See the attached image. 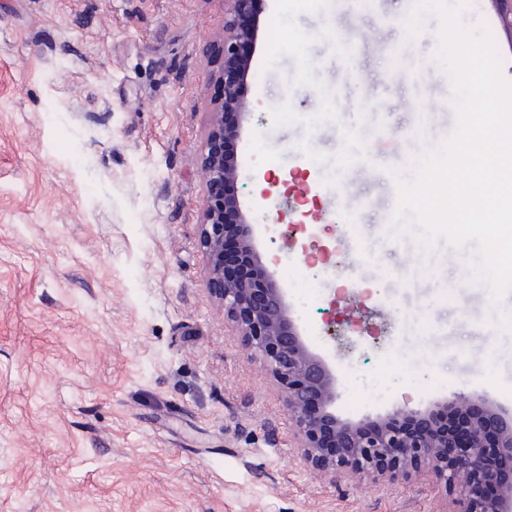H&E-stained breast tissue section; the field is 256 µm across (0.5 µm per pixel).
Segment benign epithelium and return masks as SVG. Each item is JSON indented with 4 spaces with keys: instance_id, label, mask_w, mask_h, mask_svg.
<instances>
[{
    "instance_id": "obj_1",
    "label": "benign epithelium",
    "mask_w": 512,
    "mask_h": 512,
    "mask_svg": "<svg viewBox=\"0 0 512 512\" xmlns=\"http://www.w3.org/2000/svg\"><path fill=\"white\" fill-rule=\"evenodd\" d=\"M254 0H224V63L211 72L222 95L211 102V126L200 158L205 186L201 207L200 246L205 257L206 285L224 317L231 322L243 349L261 356L285 392L303 461L313 470L351 476L372 483L392 482L425 466L454 492L456 512H512V483L488 499L484 485L498 479L487 466L485 449L497 448L499 464L512 470V417L488 394L478 396V414L454 437H440L429 425L428 409H400L424 427L415 437L388 426L390 418L375 421L376 433L336 416L338 398L335 368L305 341L291 314L284 289L271 272L260 282L237 273L240 258H257L255 230L236 196L216 198V189L239 177L237 154L221 148L227 134L239 137L245 105L238 84L247 78L257 40Z\"/></svg>"
}]
</instances>
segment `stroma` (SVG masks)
Masks as SVG:
<instances>
[{
  "instance_id": "1",
  "label": "stroma",
  "mask_w": 512,
  "mask_h": 512,
  "mask_svg": "<svg viewBox=\"0 0 512 512\" xmlns=\"http://www.w3.org/2000/svg\"><path fill=\"white\" fill-rule=\"evenodd\" d=\"M411 0H259L235 185L262 263L336 364L337 416L456 394L512 411V336L475 245L394 239L379 170L451 132L435 21ZM224 0H0V512H445L427 472L300 459L281 385L216 309L199 156ZM356 44L343 73L336 43ZM371 164L353 170L344 144ZM317 155L318 166L306 164ZM288 184L261 199L255 180ZM343 190L350 203L332 205ZM363 195L374 205L354 212Z\"/></svg>"
}]
</instances>
